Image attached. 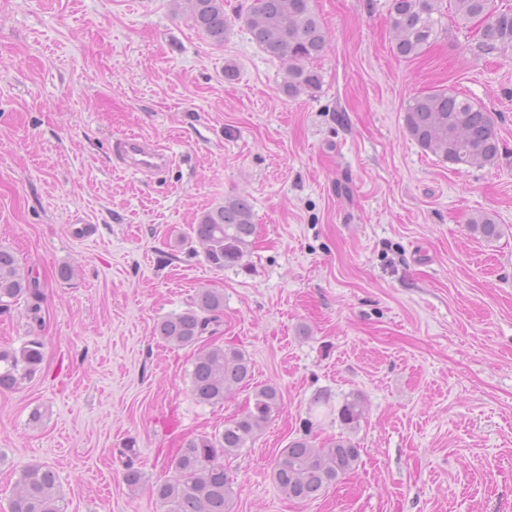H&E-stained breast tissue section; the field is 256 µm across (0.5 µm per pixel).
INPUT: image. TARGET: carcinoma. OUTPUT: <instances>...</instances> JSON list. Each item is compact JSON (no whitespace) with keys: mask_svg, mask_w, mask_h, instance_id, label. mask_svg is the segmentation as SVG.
<instances>
[{"mask_svg":"<svg viewBox=\"0 0 512 512\" xmlns=\"http://www.w3.org/2000/svg\"><path fill=\"white\" fill-rule=\"evenodd\" d=\"M441 2L392 0L390 23L399 57L417 58L436 39L443 27ZM450 2L458 22L465 26L478 22L482 50L512 51V9H499L496 0ZM179 7L214 44H224L228 31L224 0H181ZM245 25L254 43L287 65L281 85L285 95L295 98L318 91L321 76L304 63L323 55L327 33L313 11L312 0H255ZM404 121L406 131L423 150L451 164L482 168L495 164L500 156L491 113L454 92L439 90L414 97L405 108ZM252 217V206L241 196L226 197L201 214L193 232L211 267L222 270L242 260L254 232ZM471 228L485 237L498 234L497 225L486 215L472 219ZM23 297L29 319L42 321L39 278L23 270L11 251L0 248V311L9 310ZM223 309L224 292L205 288L189 308L166 317L156 327L165 342L195 348L187 375L192 396L203 405L223 403L226 392L249 385L252 377L251 360L243 351L206 337L207 332H216ZM43 359V345L37 339L17 349H1L0 390L22 388L39 371ZM281 404L277 386H256L252 403L224 422L223 429L185 439L171 461L174 475L155 488L164 512H233L235 490L224 459L251 447ZM363 418L361 397L350 395L338 410L340 423L355 430ZM359 460L360 449L351 439L317 445L305 433L282 449L273 477L289 499L310 501L354 471ZM61 502L58 477L51 468L31 464L20 470L10 512H64Z\"/></svg>","mask_w":512,"mask_h":512,"instance_id":"carcinoma-1","label":"carcinoma"}]
</instances>
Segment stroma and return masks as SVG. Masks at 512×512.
Returning <instances> with one entry per match:
<instances>
[{
  "mask_svg": "<svg viewBox=\"0 0 512 512\" xmlns=\"http://www.w3.org/2000/svg\"><path fill=\"white\" fill-rule=\"evenodd\" d=\"M253 4L224 0L218 47L175 0H0V247L38 276L44 316L0 312V347L37 337L45 355L0 392V512L32 463L56 472L65 512H162L154 488L180 438L246 405L243 391L197 403L192 349L155 333L204 288L224 292L218 342L283 398L224 462L234 512H512V53L481 52L474 26L447 17L406 60L391 0H314L322 86L292 99L242 23ZM434 90L491 112L494 165L411 139L405 106ZM131 133L171 166H115L112 143ZM236 195L255 231L240 265L217 270L192 226ZM480 213L497 237L472 232ZM356 392L351 433L338 409ZM308 420L316 444L348 435L361 457L299 502L273 466ZM129 441L135 489L118 455Z\"/></svg>",
  "mask_w": 512,
  "mask_h": 512,
  "instance_id": "stroma-1",
  "label": "stroma"
}]
</instances>
